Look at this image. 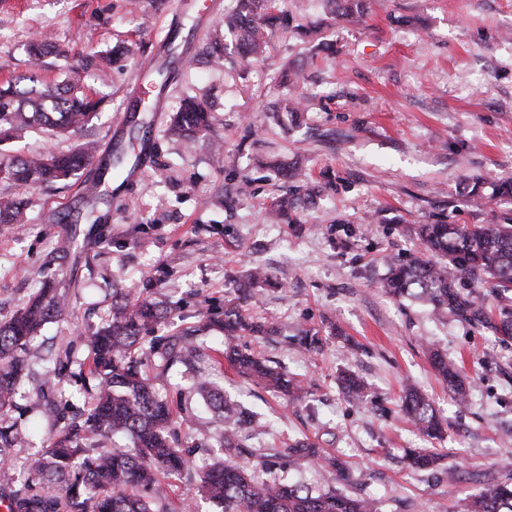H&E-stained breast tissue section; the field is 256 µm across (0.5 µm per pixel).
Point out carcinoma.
Returning <instances> with one entry per match:
<instances>
[{
	"label": "carcinoma",
	"mask_w": 512,
	"mask_h": 512,
	"mask_svg": "<svg viewBox=\"0 0 512 512\" xmlns=\"http://www.w3.org/2000/svg\"><path fill=\"white\" fill-rule=\"evenodd\" d=\"M332 13L352 20L365 15L366 0H331ZM265 6L262 21L255 19ZM224 27L238 32L246 55L258 59L268 48V31L288 30V13L276 0H239L237 11L224 18ZM32 71L6 80L0 87V148L32 130L58 137L88 126L102 109L103 100L88 90L76 70L58 84L43 82L40 61L48 54L62 55L45 39L27 46ZM211 113L196 97H185L168 133L187 143L207 135ZM98 143L85 141L65 152L45 150L17 155L0 162V182L18 189H47L78 177L96 156ZM26 201L19 194H0V224H18ZM295 199L283 194L272 205L279 220H287ZM422 252L406 262L390 265L381 288L395 298L429 305L436 314L457 317L492 328L504 341L512 340V308H491L468 285L491 282V293L505 300L512 291V224H421ZM67 308L64 294L54 281L44 282L39 293L25 300L5 321H0V412L13 405L23 377L35 364H45V376L56 372L50 360L34 352L37 331ZM165 304L133 299L124 288L112 292V318L88 338L92 357L89 375L96 401L83 419L53 424L48 445L29 461L38 482L25 485L11 496V512H190L175 508L161 478L193 470L192 452L179 446L178 419L168 400L156 395L154 381L176 366L195 374L207 357L195 333L149 335L169 317ZM208 326L224 335V361L240 376L287 396L301 399V385L280 368L254 352L239 348L235 340L255 332V323L243 301L224 305V317ZM432 366L461 401L465 381L458 366L439 352L430 351ZM340 382L348 400L367 402L365 384L343 372ZM193 389L222 424L219 435L224 459L212 463L202 478L201 493L216 512H381L380 501L370 496H350L336 489H315L287 479L256 481L237 458L245 441L263 435L257 414L224 394L207 379L193 378ZM408 421L422 434L439 435L443 422L433 403L417 388H406L401 400ZM116 437L124 447L110 445ZM23 442L20 432L0 427V449ZM288 465L314 463L328 473L347 479L344 462L309 440L287 446ZM407 459L418 471L436 469L441 457L431 448H409ZM455 512H512V482L487 480L480 492L457 502Z\"/></svg>",
	"instance_id": "obj_1"
}]
</instances>
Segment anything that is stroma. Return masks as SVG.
I'll use <instances>...</instances> for the list:
<instances>
[{
    "label": "stroma",
    "instance_id": "obj_1",
    "mask_svg": "<svg viewBox=\"0 0 512 512\" xmlns=\"http://www.w3.org/2000/svg\"><path fill=\"white\" fill-rule=\"evenodd\" d=\"M219 2L203 21L178 0H0V79L30 71L26 44L41 34L67 52L41 70L45 82L84 68L89 51L137 47L107 77L85 69L86 84L105 99L98 119L59 139L31 130L10 154L64 151L88 139L108 154L121 114L136 109L143 122L122 128L119 148L136 177L99 181L97 231L76 186L27 193L22 224L0 225V320L50 273L68 298L65 313L34 339L60 372L48 381L24 378L0 415V426L33 437L0 465V500L22 488L24 462L54 419L89 408L79 380L86 339L109 319L113 289L168 302L161 333L198 329L213 353L222 337L206 329L208 317L220 316L237 295L235 282L259 266L273 284L248 305L275 333L238 342L299 381L302 400L287 402L211 361L200 365L268 426L248 458L254 473L371 495L382 512H448V488L464 497L479 492L483 476H512V342L392 298L379 283L389 262L418 251L409 225L512 218V199L491 196L492 182L512 180V0H372L359 23L331 21L324 0H280L293 28L275 33L258 61L245 56L239 34L224 31L235 0ZM215 41L223 48L216 64L202 54ZM285 64L298 73L291 94L302 110L294 118L269 108L283 93ZM161 66L169 77L163 111L134 105L136 78ZM187 94L203 97L214 116L213 132L191 149L165 133ZM215 141L221 154L212 151ZM278 162L300 167L303 181L283 178ZM476 184L477 200L469 195ZM286 191L299 208L290 221L270 223L268 206ZM64 213L68 222H59ZM305 331L321 336L317 351L298 352L294 338ZM431 346L467 375L465 404L436 377ZM342 369L365 380L367 405L345 399L336 380ZM408 381L447 421L443 469L418 472L405 463V449L428 445L399 407ZM191 385L176 367L156 388L197 417V428L183 427L179 440L194 447L197 462H211L220 427ZM306 437L351 466L349 481L279 464L284 443Z\"/></svg>",
    "mask_w": 512,
    "mask_h": 512
}]
</instances>
